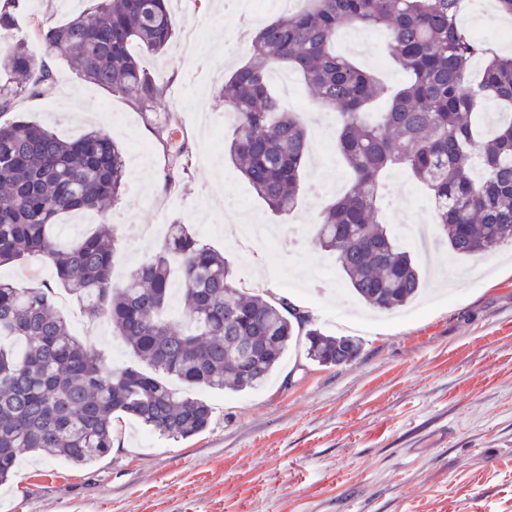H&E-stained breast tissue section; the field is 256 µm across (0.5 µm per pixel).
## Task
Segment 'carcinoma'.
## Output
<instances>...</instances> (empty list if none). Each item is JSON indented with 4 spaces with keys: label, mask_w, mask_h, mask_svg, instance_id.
<instances>
[{
    "label": "carcinoma",
    "mask_w": 512,
    "mask_h": 512,
    "mask_svg": "<svg viewBox=\"0 0 512 512\" xmlns=\"http://www.w3.org/2000/svg\"><path fill=\"white\" fill-rule=\"evenodd\" d=\"M464 0H301L261 24L250 60L224 79L234 113L231 162L275 214L294 211L310 158L306 128L269 88L270 69L285 66L312 100L337 111L336 155L346 177L342 195L319 212L315 240L336 253L342 276L370 306L391 311L423 286L410 254L377 220L387 174L404 168L431 191L435 223L457 256L492 253L512 243V55H502L460 21ZM16 0L0 4V116L20 92L35 94L52 78L48 62L15 38ZM47 53L145 109L165 87L139 53L161 54L175 35L168 0H101L65 23L39 21ZM383 30L407 81L392 95L370 71L336 53V34ZM483 60L478 72L471 67ZM388 98L376 116L367 107ZM502 109L486 131L481 112ZM167 114L161 178L187 173L190 151L174 138ZM125 159L112 138L90 131L62 139L17 118L0 122V264L47 261L60 285L92 320L106 318L140 362L112 368L92 356L53 307L49 287L19 288L0 279V482L11 480L20 453L39 452L76 466L112 448V420L125 416L172 439L204 432L212 411L172 385L243 391L264 386L291 344L321 366L360 354L359 342L313 327L308 311L286 297L247 291L224 253L201 243L186 224L170 226L159 252L116 285L112 258L120 239L97 231L70 244L57 238L61 219L100 211L118 197ZM184 296L171 314L173 268ZM251 348L249 371L242 352Z\"/></svg>",
    "instance_id": "obj_1"
}]
</instances>
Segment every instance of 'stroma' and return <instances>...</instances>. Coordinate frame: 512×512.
<instances>
[{
  "mask_svg": "<svg viewBox=\"0 0 512 512\" xmlns=\"http://www.w3.org/2000/svg\"><path fill=\"white\" fill-rule=\"evenodd\" d=\"M217 3L181 0L166 51L143 55L166 87L153 108L140 109L52 56V80L39 94L17 98L9 116L63 138L100 128L124 151L118 198L94 223L67 217L60 228L66 241L97 224L121 236L114 283L164 243L141 225L188 224L224 253L252 292L289 297L310 312L314 327L358 339L361 352L351 364L325 367L307 360L302 345L291 346L263 388L206 393L211 424L188 439L123 420L111 452L88 466L22 453L19 476L0 485V512H512V245L458 257L434 233L428 251L412 252L425 285L402 312L369 313L351 296L361 318H338L336 293L345 284L335 254L315 242L324 204L309 191L316 166L304 169L296 210L276 217L225 152L231 127L223 122L221 87L250 50L236 13ZM190 26L201 45L223 43V55L190 62ZM358 61L388 86L406 80L378 34ZM202 106L216 120L205 138L194 124ZM169 112L177 113L192 149L189 175L170 188L159 176L157 135ZM410 182L401 171L387 180L380 219L391 232L432 216L430 203L407 191ZM250 221L299 232L292 241L267 243L226 235ZM1 277L22 287L55 286L54 304L71 333L81 338L90 329L82 308L56 287L48 263L4 266Z\"/></svg>",
  "mask_w": 512,
  "mask_h": 512,
  "instance_id": "stroma-1",
  "label": "stroma"
}]
</instances>
